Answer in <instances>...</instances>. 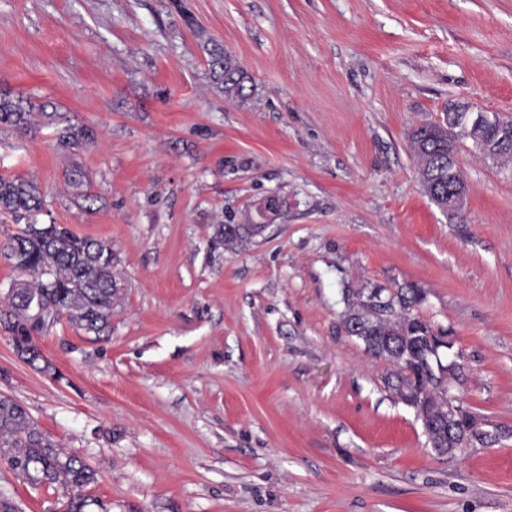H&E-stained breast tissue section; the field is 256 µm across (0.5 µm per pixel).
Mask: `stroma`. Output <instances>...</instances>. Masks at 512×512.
Returning <instances> with one entry per match:
<instances>
[{
	"label": "stroma",
	"mask_w": 512,
	"mask_h": 512,
	"mask_svg": "<svg viewBox=\"0 0 512 512\" xmlns=\"http://www.w3.org/2000/svg\"><path fill=\"white\" fill-rule=\"evenodd\" d=\"M1 91L92 130L68 153L51 124L1 132L0 176L120 258L109 338L60 320L32 365L0 329V395L96 471L87 512H512V167L459 141L452 219L407 140L451 100L512 117V0H0ZM269 197L263 231L212 247ZM410 284L489 434L459 462L338 330L344 287ZM0 493L66 495L1 461ZM208 70L216 88L224 93L225 98L244 103L251 95L252 82L248 73L228 54L219 43L206 48ZM249 90L250 92H248Z\"/></svg>",
	"instance_id": "stroma-1"
}]
</instances>
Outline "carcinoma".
<instances>
[{
  "label": "carcinoma",
  "instance_id": "carcinoma-1",
  "mask_svg": "<svg viewBox=\"0 0 512 512\" xmlns=\"http://www.w3.org/2000/svg\"><path fill=\"white\" fill-rule=\"evenodd\" d=\"M208 70L225 98L243 103L250 97L248 73L219 43L206 49ZM34 105L21 98L0 94V129L36 133L31 116ZM57 126V145L74 150L91 138L86 128H75L61 112L46 114ZM442 121L420 126L409 136V147L418 166L421 184L440 208L448 205V187L463 181L462 171L448 158V142L469 137L465 113L456 116L453 137ZM486 142L498 149L496 161L512 160V119L500 114L486 126ZM44 205L39 186L22 177H0V215L24 226L0 245V254L27 276L20 287L5 296L9 311L3 328L12 335L14 347L25 361L35 364L40 352L32 336L47 331L44 322H69L87 335L108 336L112 332V308L123 289L116 271L119 259L107 240L81 238L60 224H36L30 216ZM279 210L278 199L256 209V219L247 224H224L216 228L213 242L233 250L247 243ZM424 300L417 288H399L376 303L361 291L343 289L346 309L342 330L357 338L365 351L388 361L394 371L388 385L421 421L427 445L438 457L450 461L466 458L468 448L487 442L482 421L463 406L459 398H448V383L464 385L467 366L459 361L438 371L428 363L429 354L448 330L415 313ZM32 485L62 482L69 488L64 512H85V490L96 482L95 471L77 456L60 448L10 397L0 396V460Z\"/></svg>",
  "mask_w": 512,
  "mask_h": 512
}]
</instances>
